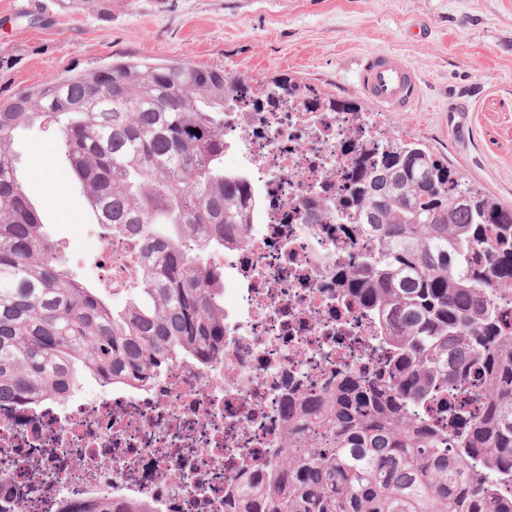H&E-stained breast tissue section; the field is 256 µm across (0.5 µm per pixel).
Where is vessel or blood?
<instances>
[{
  "label": "vessel or blood",
  "mask_w": 512,
  "mask_h": 512,
  "mask_svg": "<svg viewBox=\"0 0 512 512\" xmlns=\"http://www.w3.org/2000/svg\"><path fill=\"white\" fill-rule=\"evenodd\" d=\"M358 83L365 96L399 112L410 109L420 91L418 75L403 61L387 54L366 58L358 71Z\"/></svg>",
  "instance_id": "1"
}]
</instances>
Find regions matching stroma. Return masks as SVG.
<instances>
[{
  "label": "stroma",
  "mask_w": 512,
  "mask_h": 512,
  "mask_svg": "<svg viewBox=\"0 0 512 512\" xmlns=\"http://www.w3.org/2000/svg\"><path fill=\"white\" fill-rule=\"evenodd\" d=\"M95 0L74 12L56 0H0V103L59 79L126 60L220 68L255 85L288 77L361 103L382 129L419 139L463 182L512 206V0ZM401 57L421 78L412 110L366 99L357 83L370 55ZM469 108L455 125L448 104ZM55 134L16 132L13 152L31 200L71 273L103 287L113 307L130 290L104 288L96 263L101 225L80 189L60 210L46 198L36 147Z\"/></svg>",
  "instance_id": "stroma-1"
}]
</instances>
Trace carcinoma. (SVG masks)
<instances>
[{
	"instance_id": "cac0c4a2",
	"label": "carcinoma",
	"mask_w": 512,
	"mask_h": 512,
	"mask_svg": "<svg viewBox=\"0 0 512 512\" xmlns=\"http://www.w3.org/2000/svg\"><path fill=\"white\" fill-rule=\"evenodd\" d=\"M306 89L283 77L267 92ZM255 92L222 69L121 61L0 103V401H63L88 376L145 387L224 355L210 257L246 243L259 207L246 174L224 169V109ZM308 109L362 111L319 94ZM35 126L56 131V176L109 240L143 251L121 309L71 274L25 194L11 142ZM343 177L336 200L301 209L365 239L336 283L386 358L288 401L285 451L236 512H512V322L496 305L512 288V207L395 135Z\"/></svg>"
}]
</instances>
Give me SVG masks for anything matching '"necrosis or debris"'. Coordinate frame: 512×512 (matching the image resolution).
<instances>
[{"instance_id":"4bbe7bcc","label":"necrosis or debris","mask_w":512,"mask_h":512,"mask_svg":"<svg viewBox=\"0 0 512 512\" xmlns=\"http://www.w3.org/2000/svg\"><path fill=\"white\" fill-rule=\"evenodd\" d=\"M382 137L376 113L310 112L299 99L227 110L224 144L241 156L262 207L246 245L214 259L239 293L223 357L63 405L1 401L0 512H63L95 496L146 498L157 512H224L228 489L256 473L239 459L281 452L288 388H322L379 356L369 317L336 286L364 242L292 211L335 193L346 159ZM102 253L113 287H132L138 251L116 241Z\"/></svg>"}]
</instances>
